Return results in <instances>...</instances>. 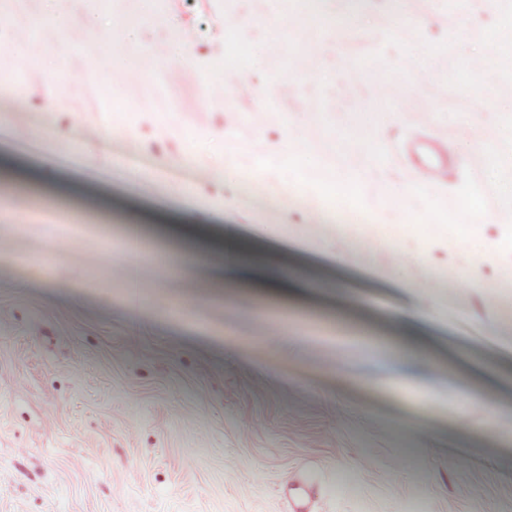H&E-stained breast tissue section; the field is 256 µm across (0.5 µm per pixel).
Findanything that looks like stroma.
<instances>
[{
    "instance_id": "35a3bbf8",
    "label": "stroma",
    "mask_w": 512,
    "mask_h": 512,
    "mask_svg": "<svg viewBox=\"0 0 512 512\" xmlns=\"http://www.w3.org/2000/svg\"><path fill=\"white\" fill-rule=\"evenodd\" d=\"M1 15L0 512H512V0ZM448 142L440 139H421L413 142L408 149V161L418 172L421 182L441 186L448 182L453 171L448 163ZM235 227L233 224L226 226L219 266L223 277L238 279L253 274L255 268L234 246Z\"/></svg>"
}]
</instances>
